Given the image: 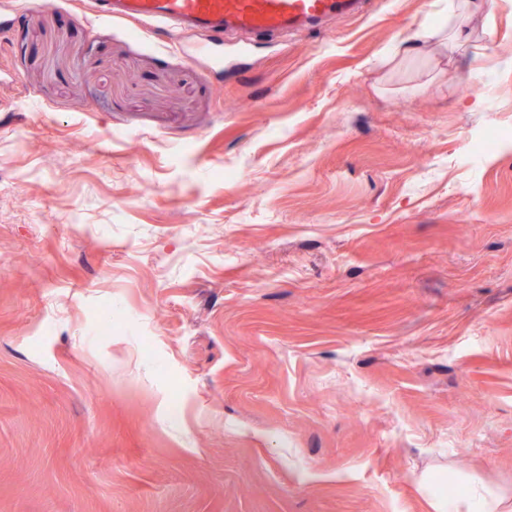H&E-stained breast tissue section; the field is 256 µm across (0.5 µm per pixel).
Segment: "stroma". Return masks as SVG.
I'll list each match as a JSON object with an SVG mask.
<instances>
[{"label":"stroma","instance_id":"obj_1","mask_svg":"<svg viewBox=\"0 0 512 512\" xmlns=\"http://www.w3.org/2000/svg\"><path fill=\"white\" fill-rule=\"evenodd\" d=\"M15 3L0 512L512 498V148L467 159L512 129V0L450 59L381 62L445 0H366L221 71L87 0Z\"/></svg>","mask_w":512,"mask_h":512}]
</instances>
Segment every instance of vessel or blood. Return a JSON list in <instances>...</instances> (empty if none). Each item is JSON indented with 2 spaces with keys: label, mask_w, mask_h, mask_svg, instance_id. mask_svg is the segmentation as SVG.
<instances>
[{
  "label": "vessel or blood",
  "mask_w": 512,
  "mask_h": 512,
  "mask_svg": "<svg viewBox=\"0 0 512 512\" xmlns=\"http://www.w3.org/2000/svg\"><path fill=\"white\" fill-rule=\"evenodd\" d=\"M363 0H90L100 19L126 20L191 37L190 58L223 67L225 40L245 46L260 34L297 33L327 19L358 13Z\"/></svg>",
  "instance_id": "1"
}]
</instances>
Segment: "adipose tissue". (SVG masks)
<instances>
[{
	"instance_id": "adipose-tissue-1",
	"label": "adipose tissue",
	"mask_w": 512,
	"mask_h": 512,
	"mask_svg": "<svg viewBox=\"0 0 512 512\" xmlns=\"http://www.w3.org/2000/svg\"><path fill=\"white\" fill-rule=\"evenodd\" d=\"M486 6V0H449L447 19L425 25L414 39L401 44L400 55L453 53L467 38L463 19L483 12ZM433 506L436 512H512V506L506 504L501 494L481 485L471 486L469 494L464 496L438 494Z\"/></svg>"
}]
</instances>
